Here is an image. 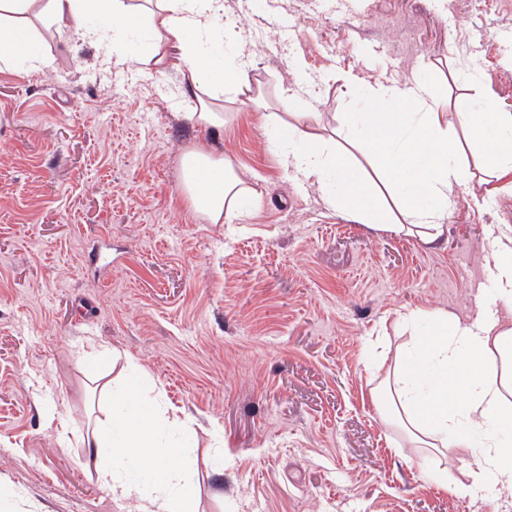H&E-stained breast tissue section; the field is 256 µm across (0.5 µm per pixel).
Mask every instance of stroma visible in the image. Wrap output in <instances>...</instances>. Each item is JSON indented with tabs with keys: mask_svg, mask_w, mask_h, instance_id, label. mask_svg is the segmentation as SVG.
Masks as SVG:
<instances>
[{
	"mask_svg": "<svg viewBox=\"0 0 512 512\" xmlns=\"http://www.w3.org/2000/svg\"><path fill=\"white\" fill-rule=\"evenodd\" d=\"M222 2L197 46L222 43L261 96L215 87L219 128L189 120L181 52L153 64L145 25L120 66L103 61L111 37L45 39L38 21L35 61L0 64V512H136L81 443L111 428L130 361L147 401L194 420L155 427L185 442L199 512H512L511 492L469 491L478 455L411 446L373 368L376 337L404 345L493 299L512 191L459 199L429 248L296 180L273 121L306 112L330 133L361 106L349 75L512 112V0ZM298 82L311 92L286 101ZM200 146L253 190L223 224L183 196Z\"/></svg>",
	"mask_w": 512,
	"mask_h": 512,
	"instance_id": "stroma-1",
	"label": "stroma"
}]
</instances>
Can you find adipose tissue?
Returning a JSON list of instances; mask_svg holds the SVG:
<instances>
[{"label": "adipose tissue", "mask_w": 512, "mask_h": 512, "mask_svg": "<svg viewBox=\"0 0 512 512\" xmlns=\"http://www.w3.org/2000/svg\"><path fill=\"white\" fill-rule=\"evenodd\" d=\"M219 2L155 0L145 15L123 0H0V21L13 23L8 36H0V62L30 54L29 15H48L50 37L63 29L94 37L85 23L90 15L106 28L145 23L153 33L149 54L155 63L165 62L171 43L184 45L183 68L199 102L195 118L216 128L222 120L211 108L212 87L221 84L243 96L251 91L244 66L210 71L191 48L195 37L213 28ZM362 93L361 109L345 113L331 137L301 128L302 113H291L281 157L284 167L322 188L331 204L361 223L433 244L458 197L512 180V113L492 99L476 107L463 99L451 102L416 79L379 81ZM356 143L374 159L371 172L354 162L349 147ZM183 183L190 209L213 224L222 223L247 192L223 156L201 148L186 156ZM387 375L393 380L388 401L399 406L395 421L416 447L472 448L477 434H486L471 485L512 489V443L500 438L512 432V326L491 312L466 326L439 315L410 349L396 350ZM117 404L109 439L96 429L84 439L92 452L108 456L97 471L101 485L115 501L136 502L138 512H198L195 492L180 482L185 445L174 439L158 446L137 380L128 381ZM126 465L146 470L151 488L120 475Z\"/></svg>", "instance_id": "obj_1"}]
</instances>
